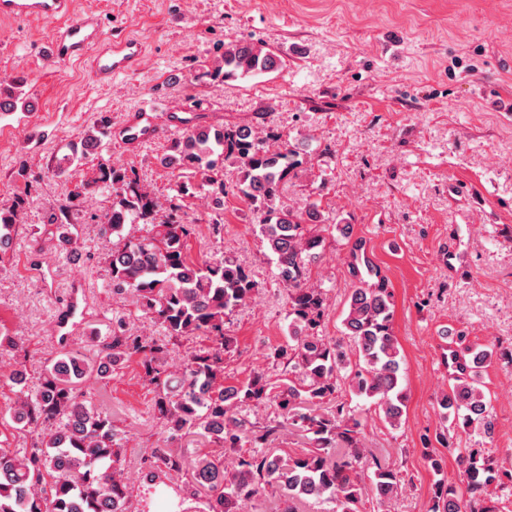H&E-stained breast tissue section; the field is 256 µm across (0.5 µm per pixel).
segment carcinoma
Here are the masks:
<instances>
[{"mask_svg": "<svg viewBox=\"0 0 512 512\" xmlns=\"http://www.w3.org/2000/svg\"><path fill=\"white\" fill-rule=\"evenodd\" d=\"M276 55L260 42L224 45L212 70L195 78L224 82L271 72ZM170 162L178 169L171 194L160 198L141 183L136 171L99 165V176L82 183L70 200L56 208L53 221L70 223L76 201L103 187L112 195L102 231L119 238L105 257L112 290L131 293L143 315L159 323L166 337L134 334L117 322L101 344L102 362L96 364L66 352L52 360L34 389L25 379L12 419L38 440L24 453L0 439V512H130L128 485L123 472V448L112 419L97 412L80 385L107 373L108 366L137 356L147 385L157 391L155 410L173 436L197 432L209 442L238 452L232 467L205 456L193 470L195 485L207 489V512H243L244 506L267 486L277 489L282 512L312 499L331 502L332 512H364L367 494L379 503L396 492L400 472L373 457L366 458L360 423L343 400L339 382L372 402L388 424L400 423L406 394L401 387L400 350L392 328L393 299L388 281L368 255L366 242L349 247V273L355 279L343 319V337L322 335L326 298L311 284L325 238L316 232L322 223L318 203L304 213L277 204L285 184L301 165L300 153L273 130L258 136L247 125L203 127L183 131L171 145ZM234 166L240 180L232 191L224 184V167ZM232 194L256 216L262 239L273 255L276 276L288 292V341L274 351L286 360L288 373L270 382L254 374L236 384L221 382L224 352L231 346L224 335V317L242 306L259 288L252 273L232 258L207 262L191 257L189 239L195 225L181 211L184 199L198 189ZM26 198L0 209V258L11 247L17 212ZM128 224H143L145 232L126 237ZM183 336L205 338L209 345L185 361L176 387H171L165 364L169 341ZM498 346L465 347L453 351L455 383L438 400L440 416L462 428H477L486 436L494 430V414L483 391L482 368ZM273 402L282 420L264 426L238 417L247 402ZM285 429L309 441L301 455L281 457L272 445ZM248 449H243L244 445ZM458 459L467 478L465 490L439 479L429 512H498L485 501L488 486L512 472L493 465L484 448H459ZM148 476L180 472L181 456L163 443L144 459ZM373 469L370 491L359 482L364 467Z\"/></svg>", "mask_w": 512, "mask_h": 512, "instance_id": "obj_1", "label": "carcinoma"}]
</instances>
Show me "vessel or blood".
<instances>
[{"mask_svg": "<svg viewBox=\"0 0 512 512\" xmlns=\"http://www.w3.org/2000/svg\"><path fill=\"white\" fill-rule=\"evenodd\" d=\"M37 18L51 23L52 30L39 48L43 62L54 64L67 59L89 58L96 81L110 84L121 73L138 70L143 54L136 40L123 32L104 35L100 18L75 13L72 0H0V20L21 22ZM180 113H167L158 119L154 107L129 111L114 130V137L126 147L186 128Z\"/></svg>", "mask_w": 512, "mask_h": 512, "instance_id": "b4317fda", "label": "vessel or blood"}]
</instances>
